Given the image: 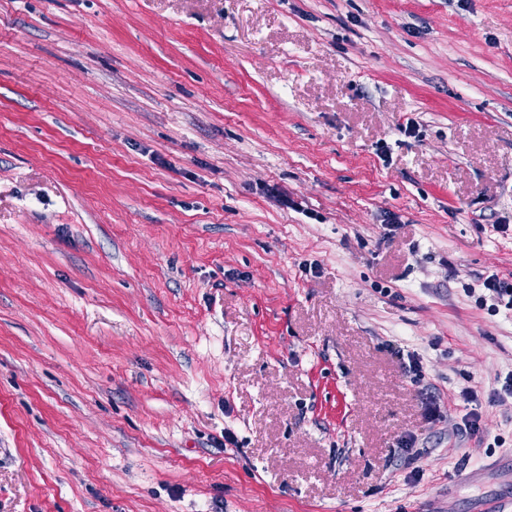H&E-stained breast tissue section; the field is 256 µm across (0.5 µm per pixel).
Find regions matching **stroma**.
<instances>
[{"label": "stroma", "instance_id": "35a3bbf8", "mask_svg": "<svg viewBox=\"0 0 512 512\" xmlns=\"http://www.w3.org/2000/svg\"><path fill=\"white\" fill-rule=\"evenodd\" d=\"M493 274L512 0H0V512L512 498Z\"/></svg>", "mask_w": 512, "mask_h": 512}]
</instances>
